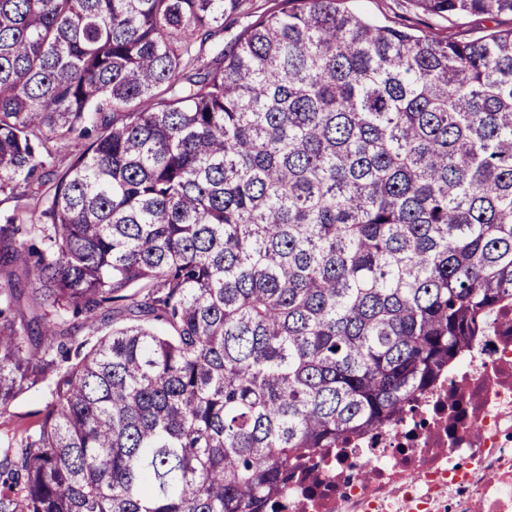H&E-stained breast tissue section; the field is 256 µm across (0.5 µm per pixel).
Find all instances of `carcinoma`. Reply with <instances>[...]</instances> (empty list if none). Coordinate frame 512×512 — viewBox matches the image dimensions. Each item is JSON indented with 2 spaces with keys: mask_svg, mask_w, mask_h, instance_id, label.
Masks as SVG:
<instances>
[{
  "mask_svg": "<svg viewBox=\"0 0 512 512\" xmlns=\"http://www.w3.org/2000/svg\"><path fill=\"white\" fill-rule=\"evenodd\" d=\"M243 5L0 0V512H267L512 303V30ZM50 402V396L41 390L23 394L0 417V446L8 440L18 446L25 436L38 429L44 409Z\"/></svg>",
  "mask_w": 512,
  "mask_h": 512,
  "instance_id": "cac0c4a2",
  "label": "carcinoma"
}]
</instances>
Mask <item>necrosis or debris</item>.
Listing matches in <instances>:
<instances>
[{
    "mask_svg": "<svg viewBox=\"0 0 512 512\" xmlns=\"http://www.w3.org/2000/svg\"><path fill=\"white\" fill-rule=\"evenodd\" d=\"M512 304L402 417L294 462L279 512H512Z\"/></svg>",
    "mask_w": 512,
    "mask_h": 512,
    "instance_id": "1",
    "label": "necrosis or debris"
}]
</instances>
